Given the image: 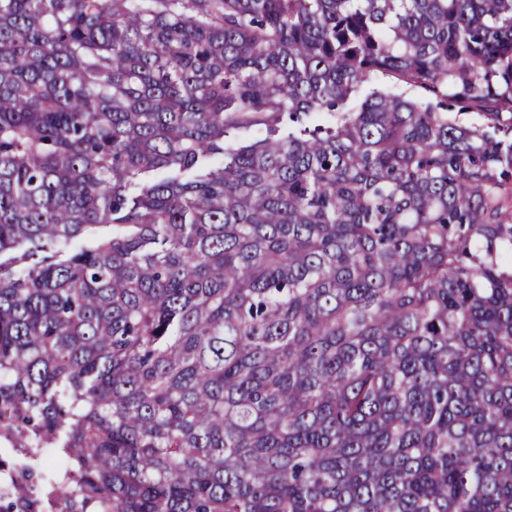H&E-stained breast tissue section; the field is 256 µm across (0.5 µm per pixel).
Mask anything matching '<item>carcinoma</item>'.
Returning a JSON list of instances; mask_svg holds the SVG:
<instances>
[{
    "mask_svg": "<svg viewBox=\"0 0 512 512\" xmlns=\"http://www.w3.org/2000/svg\"><path fill=\"white\" fill-rule=\"evenodd\" d=\"M0 421V512H512V0H0Z\"/></svg>",
    "mask_w": 512,
    "mask_h": 512,
    "instance_id": "obj_1",
    "label": "carcinoma"
}]
</instances>
